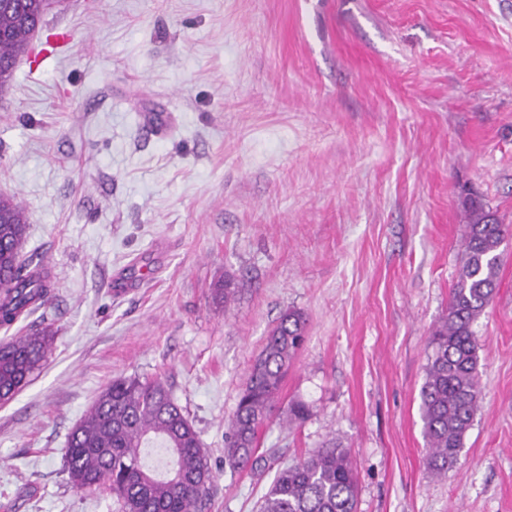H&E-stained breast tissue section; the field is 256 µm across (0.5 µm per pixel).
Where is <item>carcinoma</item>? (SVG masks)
I'll return each instance as SVG.
<instances>
[{
	"instance_id": "obj_1",
	"label": "carcinoma",
	"mask_w": 512,
	"mask_h": 512,
	"mask_svg": "<svg viewBox=\"0 0 512 512\" xmlns=\"http://www.w3.org/2000/svg\"><path fill=\"white\" fill-rule=\"evenodd\" d=\"M55 0H0V93L11 83L15 60ZM461 260L446 314L432 330L433 353L421 386L420 418L428 468L445 475L464 447L479 408L478 343L473 325L493 302L501 245L512 226L475 198L465 202ZM25 207L0 195V327L46 306L52 275L23 253ZM214 299L234 301L232 281L213 285ZM302 313H283L266 337L241 388L224 433V462L254 470L260 432L273 417L284 427L303 421L302 403L283 406L281 383L305 340ZM51 336L45 329L0 341V403L10 402L44 365ZM148 448L170 458L165 473L146 460ZM65 463L73 488L105 487L123 512H202L214 480L206 451L162 379L136 376L107 386L69 434ZM260 512H357V478L350 449L339 443L277 471Z\"/></svg>"
}]
</instances>
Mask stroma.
Listing matches in <instances>:
<instances>
[{"instance_id": "stroma-1", "label": "stroma", "mask_w": 512, "mask_h": 512, "mask_svg": "<svg viewBox=\"0 0 512 512\" xmlns=\"http://www.w3.org/2000/svg\"><path fill=\"white\" fill-rule=\"evenodd\" d=\"M42 27L75 38L0 94V194L53 301L0 339H54L0 405V504L121 512L72 487L64 449L113 380L158 376L208 454L204 512H258L277 468L332 439L358 512H512V237L444 476L419 413L465 199L512 225V0H64ZM289 309L307 339L281 397L310 413L265 424L263 472L231 470L226 423Z\"/></svg>"}]
</instances>
